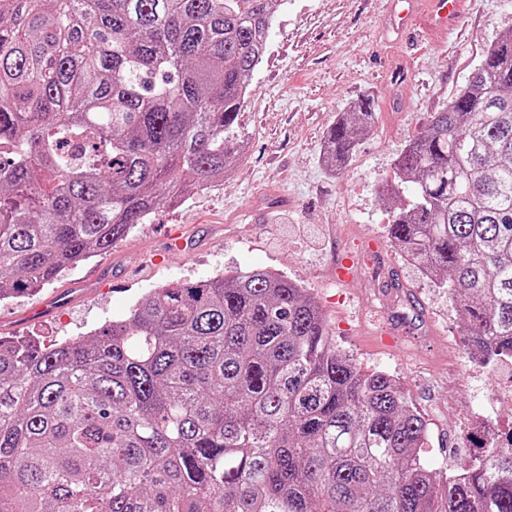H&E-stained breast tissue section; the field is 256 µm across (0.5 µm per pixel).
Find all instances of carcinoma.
<instances>
[{"label": "carcinoma", "instance_id": "carcinoma-1", "mask_svg": "<svg viewBox=\"0 0 512 512\" xmlns=\"http://www.w3.org/2000/svg\"><path fill=\"white\" fill-rule=\"evenodd\" d=\"M273 0H0V300L222 178ZM375 102L326 133L340 171ZM390 245L512 359V28L406 140ZM403 384L287 276L167 284L87 337L0 336V512H512V433L436 477Z\"/></svg>", "mask_w": 512, "mask_h": 512}]
</instances>
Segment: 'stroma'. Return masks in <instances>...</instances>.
I'll use <instances>...</instances> for the list:
<instances>
[{
    "mask_svg": "<svg viewBox=\"0 0 512 512\" xmlns=\"http://www.w3.org/2000/svg\"><path fill=\"white\" fill-rule=\"evenodd\" d=\"M390 0H277L266 56L239 116L247 144L231 174L151 216L106 255L64 272L37 294L0 301V336L44 345L89 335L126 316L151 289L232 269L288 275L322 307L336 343L365 369L405 386L429 423L424 465L451 472L477 448L460 435L492 410L512 429V359L487 370L464 344L448 291L424 278L387 242L392 205L383 187L406 140L463 87L482 49L512 28V0H465L459 27L435 32L419 15L394 32ZM373 98L376 117L341 171L323 162L340 113ZM189 247L169 248L170 230ZM346 255L360 269L337 283ZM405 325L395 344L385 326Z\"/></svg>",
    "mask_w": 512,
    "mask_h": 512,
    "instance_id": "obj_1",
    "label": "stroma"
}]
</instances>
